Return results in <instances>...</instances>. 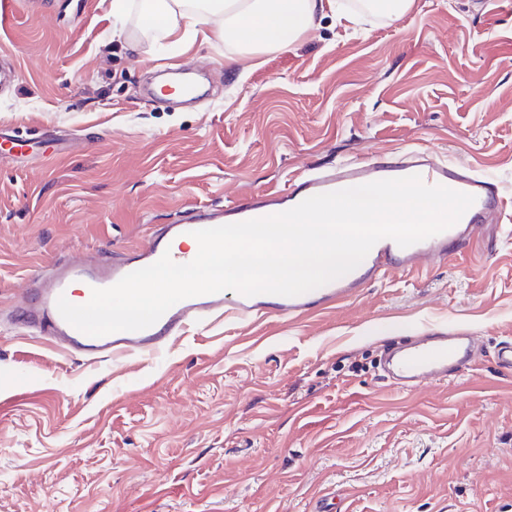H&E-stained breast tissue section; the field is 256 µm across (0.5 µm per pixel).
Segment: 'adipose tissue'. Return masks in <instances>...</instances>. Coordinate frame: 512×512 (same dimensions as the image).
Segmentation results:
<instances>
[{
    "label": "adipose tissue",
    "mask_w": 512,
    "mask_h": 512,
    "mask_svg": "<svg viewBox=\"0 0 512 512\" xmlns=\"http://www.w3.org/2000/svg\"><path fill=\"white\" fill-rule=\"evenodd\" d=\"M340 0H146L147 30L181 41L208 27L233 54L251 58L288 48L314 30L317 20L342 14Z\"/></svg>",
    "instance_id": "ef3b65f1"
}]
</instances>
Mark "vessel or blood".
<instances>
[{
	"label": "vessel or blood",
	"instance_id": "obj_1",
	"mask_svg": "<svg viewBox=\"0 0 512 512\" xmlns=\"http://www.w3.org/2000/svg\"><path fill=\"white\" fill-rule=\"evenodd\" d=\"M411 175L420 176L429 186L443 185L471 194L475 202L454 226L409 247H400L389 238L379 240L345 278L320 288L294 297L275 294L249 297L239 293L230 301L220 292L199 295L178 302L146 329L100 337L79 331L58 311L59 297L70 299L78 293L83 299H90L93 289L111 287L125 275L155 263L163 254H170L176 263H188V255L173 251V244L189 238L193 231L223 225L225 218L246 221L266 217L287 211L314 195ZM511 204L496 181L469 167L447 163L418 150L407 152L395 163L380 159L348 163L332 171L298 176L280 203L253 197L223 212L198 208L179 223L152 230L144 244L132 247L120 257L107 261L56 263L50 275L32 278L28 294L14 306L10 321L19 333L26 335L37 331L64 351L82 353L94 360L151 358L161 353L188 326L209 323L218 314L241 321L259 319L270 312L297 318L351 300L366 283L387 273L426 269L430 262L452 256L455 248L466 244L482 224L489 218L501 217ZM474 342L471 335L426 336L408 351L388 354L385 361L396 367L401 385L441 382L471 365Z\"/></svg>",
	"mask_w": 512,
	"mask_h": 512
}]
</instances>
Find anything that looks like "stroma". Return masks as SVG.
<instances>
[{"mask_svg":"<svg viewBox=\"0 0 512 512\" xmlns=\"http://www.w3.org/2000/svg\"><path fill=\"white\" fill-rule=\"evenodd\" d=\"M0 53V307L59 259L122 254L196 207L280 197L294 175L411 150L512 195V0H413L360 32L327 16L228 60L198 40L132 53L144 0H12ZM207 97L162 101L157 71ZM481 339L459 378L402 389L381 352L423 331ZM512 218L339 308L193 326L121 365L18 339L0 314V512H512Z\"/></svg>","mask_w":512,"mask_h":512,"instance_id":"obj_1","label":"stroma"}]
</instances>
